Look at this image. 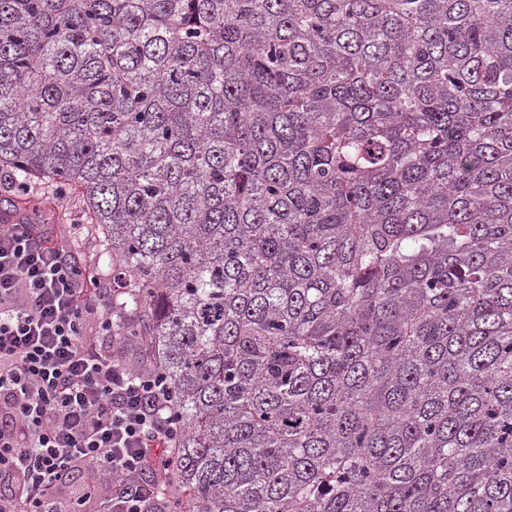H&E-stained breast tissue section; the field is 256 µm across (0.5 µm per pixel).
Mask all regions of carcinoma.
I'll return each instance as SVG.
<instances>
[{"label": "carcinoma", "instance_id": "obj_1", "mask_svg": "<svg viewBox=\"0 0 512 512\" xmlns=\"http://www.w3.org/2000/svg\"><path fill=\"white\" fill-rule=\"evenodd\" d=\"M0 167L171 381L164 512H512V0H0Z\"/></svg>", "mask_w": 512, "mask_h": 512}]
</instances>
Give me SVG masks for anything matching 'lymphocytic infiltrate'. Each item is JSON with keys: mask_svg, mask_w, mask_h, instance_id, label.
I'll list each match as a JSON object with an SVG mask.
<instances>
[{"mask_svg": "<svg viewBox=\"0 0 512 512\" xmlns=\"http://www.w3.org/2000/svg\"><path fill=\"white\" fill-rule=\"evenodd\" d=\"M94 281L39 224L0 226V512H161L146 456L175 442L172 385L137 373Z\"/></svg>", "mask_w": 512, "mask_h": 512, "instance_id": "obj_1", "label": "lymphocytic infiltrate"}]
</instances>
